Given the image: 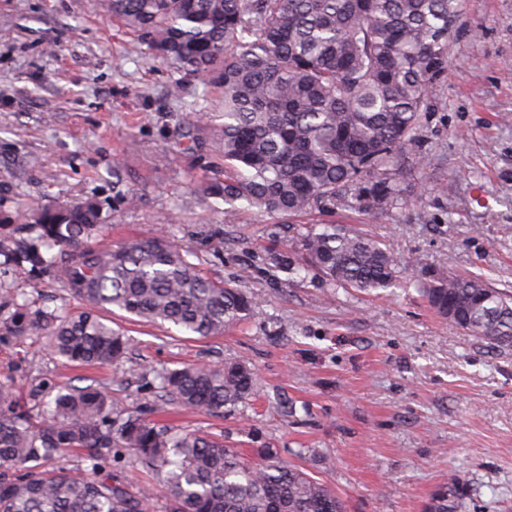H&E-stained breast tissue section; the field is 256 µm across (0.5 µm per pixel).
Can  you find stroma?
<instances>
[{"mask_svg":"<svg viewBox=\"0 0 512 512\" xmlns=\"http://www.w3.org/2000/svg\"><path fill=\"white\" fill-rule=\"evenodd\" d=\"M2 17L0 212L95 200L102 244L168 233L202 275L258 300L208 337L105 311L130 338L118 368L63 364L38 340L0 344V381L23 405L54 384L97 382L139 419L221 438L251 460L273 449L329 483L347 512H429L448 484V512H512V350L487 347L417 288L455 274L512 293V0H466L447 76L430 86L408 148L401 201L380 213L336 205L337 221L384 241L403 269L404 286L371 292L274 263L277 253L300 263L297 221L244 206L228 223L222 200L202 198L224 158L217 129L188 118L221 111L218 85L195 79L184 100L170 97L179 72L97 0H0ZM130 191L133 208L120 201ZM0 282L41 305L82 308L43 274L0 267ZM237 360L256 375L249 404L157 413L148 369Z\"/></svg>","mask_w":512,"mask_h":512,"instance_id":"1","label":"stroma"}]
</instances>
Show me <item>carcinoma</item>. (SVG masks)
<instances>
[{"label":"carcinoma","mask_w":512,"mask_h":512,"mask_svg":"<svg viewBox=\"0 0 512 512\" xmlns=\"http://www.w3.org/2000/svg\"><path fill=\"white\" fill-rule=\"evenodd\" d=\"M463 0H100L186 76L224 88L219 147L224 178L202 185L282 221L322 214L351 199L364 209L398 202L400 178L429 87L448 71ZM36 236H21L25 226ZM104 229L94 200L0 215V263L41 272L88 304L77 314L20 302L0 288V342L43 337L73 364L112 365L128 339L96 314L116 307L198 336L221 333L257 304L205 278L191 252L164 235L94 246ZM292 248L306 263L275 260L329 286L386 289L397 263L386 244L338 223L315 222ZM438 314L498 351L512 349V296L459 275L420 284ZM161 398L219 414L256 393L244 361L155 372ZM78 450L85 465L70 466ZM155 473L168 512H344L336 491L271 451L250 462L224 442L122 418L98 388L58 387L41 414L0 381V512H144L153 489L135 492L101 475L117 451Z\"/></svg>","instance_id":"1"}]
</instances>
